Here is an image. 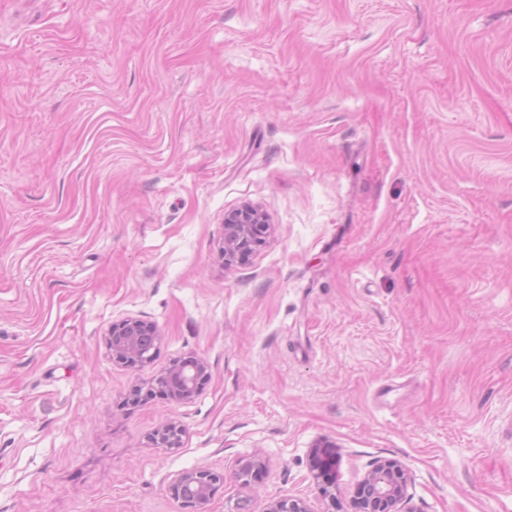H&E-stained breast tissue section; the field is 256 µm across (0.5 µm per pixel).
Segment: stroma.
<instances>
[{"instance_id":"obj_1","label":"stroma","mask_w":512,"mask_h":512,"mask_svg":"<svg viewBox=\"0 0 512 512\" xmlns=\"http://www.w3.org/2000/svg\"><path fill=\"white\" fill-rule=\"evenodd\" d=\"M384 459L411 512H512V0H0V512H192V468L354 512ZM269 229L265 215L255 205L246 203L224 214L223 255L225 266L243 261L260 246ZM160 340L156 325L136 317H126L112 323L105 336L112 359L128 366L150 362ZM209 375V366L202 357H186L175 361L153 379L150 390L166 394L175 401L188 400L203 387ZM183 429L176 421H168L154 430L152 442L157 448H177L180 445Z\"/></svg>"}]
</instances>
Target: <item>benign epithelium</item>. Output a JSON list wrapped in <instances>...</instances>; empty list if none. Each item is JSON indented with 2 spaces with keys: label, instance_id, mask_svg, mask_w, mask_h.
Masks as SVG:
<instances>
[{
  "label": "benign epithelium",
  "instance_id": "1",
  "mask_svg": "<svg viewBox=\"0 0 512 512\" xmlns=\"http://www.w3.org/2000/svg\"><path fill=\"white\" fill-rule=\"evenodd\" d=\"M269 229L262 210L246 203L224 214V264L230 267L251 254L261 245ZM161 340L156 325L136 317H126L112 324L105 336V344L112 359L128 366H139L153 358ZM209 378V366L200 356H190L174 362L153 379L150 390L167 395L175 401L192 398ZM183 429L175 421H168L154 430L152 442L158 448H177ZM335 463L331 455L315 456L312 468L316 478L324 482L323 492L330 487L329 472ZM223 475L206 468L185 470L170 484L172 497L187 506L204 512L215 486ZM407 476L394 460L375 464L354 490L352 501L355 512H396V506L405 498ZM266 512H309L300 499H278L271 502Z\"/></svg>",
  "mask_w": 512,
  "mask_h": 512
}]
</instances>
